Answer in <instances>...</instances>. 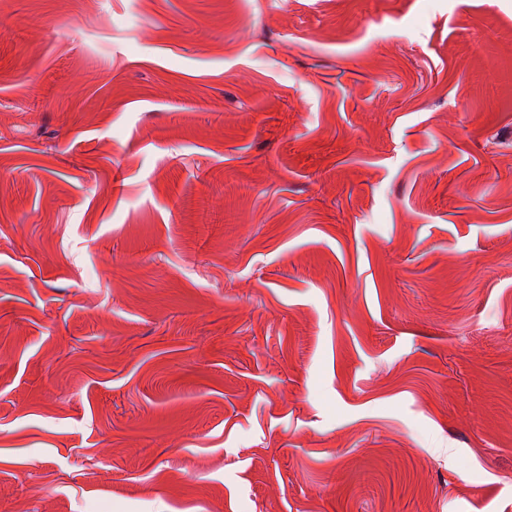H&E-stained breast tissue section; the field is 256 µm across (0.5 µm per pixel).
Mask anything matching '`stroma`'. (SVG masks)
Returning a JSON list of instances; mask_svg holds the SVG:
<instances>
[{
	"label": "stroma",
	"mask_w": 512,
	"mask_h": 512,
	"mask_svg": "<svg viewBox=\"0 0 512 512\" xmlns=\"http://www.w3.org/2000/svg\"><path fill=\"white\" fill-rule=\"evenodd\" d=\"M0 512H512V0H0Z\"/></svg>",
	"instance_id": "35a3bbf8"
}]
</instances>
